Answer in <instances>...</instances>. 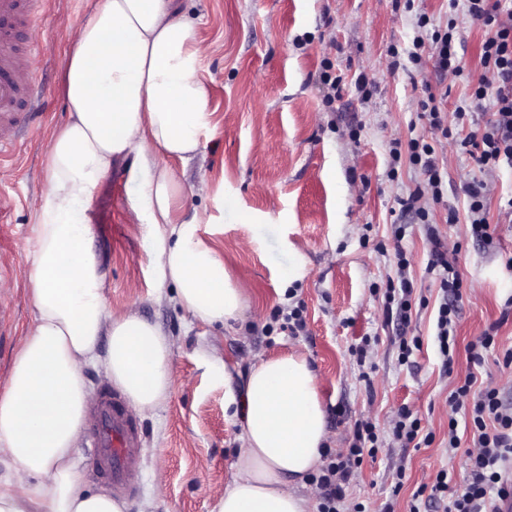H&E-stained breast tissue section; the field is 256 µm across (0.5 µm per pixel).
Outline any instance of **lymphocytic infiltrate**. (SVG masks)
<instances>
[{"mask_svg":"<svg viewBox=\"0 0 512 512\" xmlns=\"http://www.w3.org/2000/svg\"><path fill=\"white\" fill-rule=\"evenodd\" d=\"M469 16L490 27L480 52L482 72L470 95L467 109L458 110L457 119L466 114L482 111L486 98L495 102V118L479 136L470 137L468 144L477 150V162L493 170L500 164L512 167V0H464ZM430 37H415L409 58L420 63L423 57L435 61L439 74L460 76L466 63L457 53V44L464 37L455 22H448L445 29L430 30ZM409 157L411 163L424 177L422 184L403 199L404 212L410 213L420 223L426 224V234L433 248L427 264L429 273L442 293L436 321V341L445 375L454 371L456 353L455 326L456 299L462 286L461 274L454 262L442 249L434 227L429 226V204L442 196L444 173L439 166L435 147L420 138L410 139L406 148H393V161ZM400 273L397 279L388 280L385 305L396 310L398 328H406L412 310L413 285L406 277V257L397 262ZM475 374H467L448 395L452 413L448 420V448L460 449L457 434L459 421H466L472 432V449L465 451L467 475L456 481L447 470H439L431 482L421 484L413 495L415 501L409 512H420L419 502L442 508L443 512H492L498 502H512V403L506 402L499 389L477 387ZM379 437L372 422L357 423L354 441L348 455L331 457L317 479V489L322 499V512H339L344 504V486L362 453L376 455Z\"/></svg>","mask_w":512,"mask_h":512,"instance_id":"f902f5d3","label":"lymphocytic infiltrate"}]
</instances>
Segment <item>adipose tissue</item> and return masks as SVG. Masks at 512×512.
Masks as SVG:
<instances>
[{"label":"adipose tissue","mask_w":512,"mask_h":512,"mask_svg":"<svg viewBox=\"0 0 512 512\" xmlns=\"http://www.w3.org/2000/svg\"><path fill=\"white\" fill-rule=\"evenodd\" d=\"M195 28L176 0H96L67 54L68 120L50 140L26 275L35 317L0 386V457L12 463L0 512H124L109 494L88 492L72 460L90 402L84 369L104 360L141 415L173 387L171 341L136 313L109 314L106 273L90 247V205L117 159L131 161V208L157 281L174 284L193 320L224 323L242 312L223 259L199 235L205 213L182 214L178 165L199 154L212 115ZM234 417L235 472L212 512H314L296 489L320 464L328 432L307 358L254 363Z\"/></svg>","instance_id":"adipose-tissue-1"}]
</instances>
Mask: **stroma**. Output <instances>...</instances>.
<instances>
[{
	"label": "stroma",
	"instance_id": "obj_1",
	"mask_svg": "<svg viewBox=\"0 0 512 512\" xmlns=\"http://www.w3.org/2000/svg\"><path fill=\"white\" fill-rule=\"evenodd\" d=\"M196 20L205 49L204 81L212 120L200 135L201 150L186 166L185 214L205 210L214 223L199 234L223 258L246 308L241 319L208 325L177 304L173 284H157L154 261L140 225L132 221L136 187L130 160L119 161L91 206L90 245L107 274L112 313L136 312L161 327L173 343L175 384L154 413L138 416L143 461L138 490L126 512H209L213 496L233 476L240 427L233 398L260 358L305 355L317 377L326 410L328 446L348 454L355 426L371 421L383 439L377 456H363L347 488L346 505L364 512H406L418 485L438 470L464 474L462 454H449L447 398L454 384L441 372L435 318L441 301L427 272L431 245L426 227L411 223L399 201L421 182L408 158L392 163L393 143L421 137L434 143L448 174L443 199L430 220L455 258L463 279L458 302L455 371L475 372L482 385L500 388L512 402V371L498 366L512 347V168L487 171L461 146L474 124L493 120L485 101L477 123H458L481 73L486 29L464 6L448 0H179ZM94 0H49L24 31L38 42L41 62L27 73L44 100L32 128L13 152L0 157V191L12 201L0 217V380L23 330L35 315L25 278L33 256L39 198L48 181L46 154L53 130L68 117L58 92L65 54ZM430 29L455 20L464 36L466 70L440 76L433 60L411 62L408 53L419 15ZM399 68H392V60ZM340 77L335 98L322 72ZM366 88H359V80ZM446 95L448 136L433 130L423 113L428 95ZM487 183L486 217L492 241L473 235L465 188ZM458 220L449 223V212ZM407 227L395 243L392 227ZM405 251L415 296L405 332L388 318L385 288ZM296 289L307 331L300 336L262 328ZM497 347L481 366L467 347L485 331ZM417 337L419 350L400 363V338ZM366 345L365 360L353 350ZM227 378L216 376L214 359ZM402 406L421 420L433 441L421 448L394 441L390 420Z\"/></svg>",
	"mask_w": 512,
	"mask_h": 512
}]
</instances>
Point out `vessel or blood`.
Masks as SVG:
<instances>
[{"label":"vessel or blood","mask_w":512,"mask_h":512,"mask_svg":"<svg viewBox=\"0 0 512 512\" xmlns=\"http://www.w3.org/2000/svg\"><path fill=\"white\" fill-rule=\"evenodd\" d=\"M38 0H0V154L16 144L20 128L29 126L35 98L29 86L18 82L17 72L38 57L37 44L14 41L13 30L31 25ZM93 464L112 484L119 497L136 492L135 471L142 461V441L120 398L104 393L88 432Z\"/></svg>","instance_id":"vessel-or-blood-1"}]
</instances>
